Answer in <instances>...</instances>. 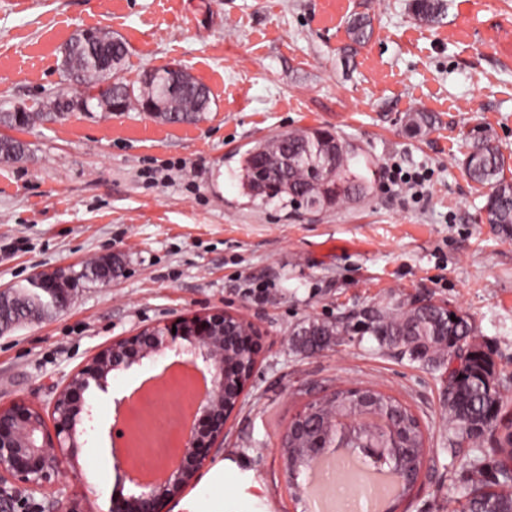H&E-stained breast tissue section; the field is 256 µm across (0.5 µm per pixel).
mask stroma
I'll return each mask as SVG.
<instances>
[{
  "mask_svg": "<svg viewBox=\"0 0 512 512\" xmlns=\"http://www.w3.org/2000/svg\"><path fill=\"white\" fill-rule=\"evenodd\" d=\"M409 0H0V111L65 91L61 48L103 28L130 47L123 75L179 64L210 90L193 124L146 112H73L17 131L19 161L0 162V288L34 273L76 276L66 308L0 333V406L23 399L50 416L61 388L112 340L215 310L263 337L224 441L192 484L231 463L240 512H301L290 500L282 438L292 416L339 387L373 386L410 407L432 453L398 512H448L474 444L450 446L440 370L360 331L364 314L433 298L467 315L512 401V237L478 223L486 190L465 173L474 129L492 133L512 178V0H448L430 27ZM372 33L352 44L347 20ZM433 116L414 132L411 114ZM325 127L370 166V195L330 209L257 205L239 160L259 139ZM425 166L421 201L382 189L390 161ZM108 260L111 283L84 279ZM343 327L316 353L309 323ZM173 359L115 372L57 484L42 494L0 484L9 512H109L121 467L115 404Z\"/></svg>",
  "mask_w": 512,
  "mask_h": 512,
  "instance_id": "obj_1",
  "label": "stroma"
}]
</instances>
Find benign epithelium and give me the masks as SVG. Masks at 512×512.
I'll use <instances>...</instances> for the list:
<instances>
[{"mask_svg":"<svg viewBox=\"0 0 512 512\" xmlns=\"http://www.w3.org/2000/svg\"><path fill=\"white\" fill-rule=\"evenodd\" d=\"M32 283L40 297L55 306L67 298L51 281L35 277ZM244 323L239 315L215 310L181 316L112 342L57 392L50 427L40 411L22 399L1 406L0 484L10 482L35 492L51 487L64 459L78 448V436L86 432L78 426L94 421L88 396L106 390L113 372L173 351L181 363L206 378V391L196 398L192 421L173 447V460L162 476L146 481L123 469L131 489L113 495L110 510L164 512L166 503L195 481L217 443L224 440V427L251 380L262 344L259 332L243 330ZM287 430L307 439L305 453L311 458L327 447L324 429L312 411L292 417ZM353 449L374 465L386 457V450L371 438L357 441Z\"/></svg>","mask_w":512,"mask_h":512,"instance_id":"obj_1","label":"benign epithelium"}]
</instances>
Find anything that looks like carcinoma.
Segmentation results:
<instances>
[{"label":"carcinoma","instance_id":"carcinoma-1","mask_svg":"<svg viewBox=\"0 0 512 512\" xmlns=\"http://www.w3.org/2000/svg\"><path fill=\"white\" fill-rule=\"evenodd\" d=\"M413 17L426 25L439 24L448 11L447 0H410ZM352 43L361 45L370 37V20L358 14L348 21ZM129 48L120 37L100 28L77 32L66 44L61 68L84 108L101 107L95 90L111 82L109 94L120 112L146 111L153 102L157 116L169 123H189L209 110L210 96L205 85L188 72L173 81V70L166 65L148 72L150 80L134 87L120 76ZM69 96L63 93L37 110L26 106L0 112V126L24 128L37 121L55 122L73 110ZM26 145L9 136H0V161L20 160ZM506 159L494 137L488 132L473 137L464 159L469 179L489 188L483 206V220L495 225L505 237L512 236V180L504 174ZM239 182L250 199L309 209L337 207L365 199L370 179L361 171L359 153L348 141L321 129L294 130L258 141L240 159ZM41 315L18 296L16 306L7 313L8 323H19ZM364 331L403 349L413 360L440 367L460 360V367L448 369V436L476 441L487 430H496L494 466H489L480 448L467 461L470 484L457 500L456 512H512V415L507 399L497 382L491 355L471 343L474 330L467 316L430 300L410 308L388 307L368 316ZM341 335L339 327L311 323L302 333L303 345L310 350L324 346L332 336ZM366 393L373 400L372 414L391 418L395 435L407 448L418 449L408 456L390 448L385 470L396 481V497L409 495L414 485L403 473L415 472L430 453L424 433L411 409L395 396L372 387ZM359 391L338 388L313 401L308 407L317 411L329 443L336 442L338 420L363 413ZM306 441L288 440V467L301 471L308 460L301 452Z\"/></svg>","mask_w":512,"mask_h":512}]
</instances>
